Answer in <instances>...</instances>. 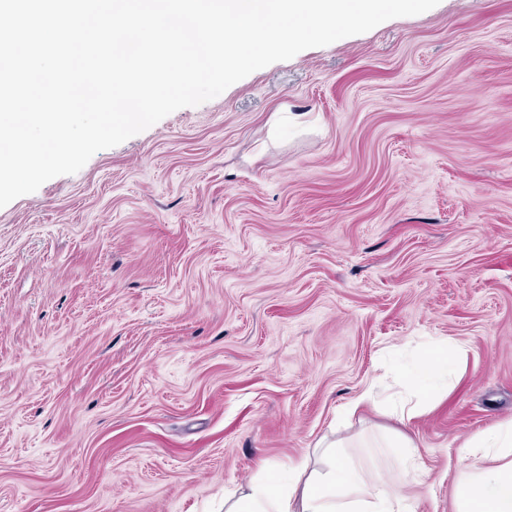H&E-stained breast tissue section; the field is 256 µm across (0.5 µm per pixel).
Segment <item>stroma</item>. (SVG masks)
<instances>
[{"label":"stroma","mask_w":512,"mask_h":512,"mask_svg":"<svg viewBox=\"0 0 512 512\" xmlns=\"http://www.w3.org/2000/svg\"><path fill=\"white\" fill-rule=\"evenodd\" d=\"M373 382L416 415L342 419ZM511 421L512 0L306 49L0 208V512H224L398 434L390 492L454 512ZM449 369L437 367L430 360L415 364L409 373L410 383L418 390L424 389V383L440 380L447 376Z\"/></svg>","instance_id":"stroma-1"}]
</instances>
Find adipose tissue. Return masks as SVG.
<instances>
[{
    "mask_svg": "<svg viewBox=\"0 0 512 512\" xmlns=\"http://www.w3.org/2000/svg\"><path fill=\"white\" fill-rule=\"evenodd\" d=\"M336 448L328 444L325 469L300 462L286 481L253 485L225 512H413L404 499L389 493L376 467L345 462ZM458 457L473 468L456 486L455 512H512V423L469 438ZM486 459L493 460V467H483Z\"/></svg>",
    "mask_w": 512,
    "mask_h": 512,
    "instance_id": "ef3b65f1",
    "label": "adipose tissue"
}]
</instances>
